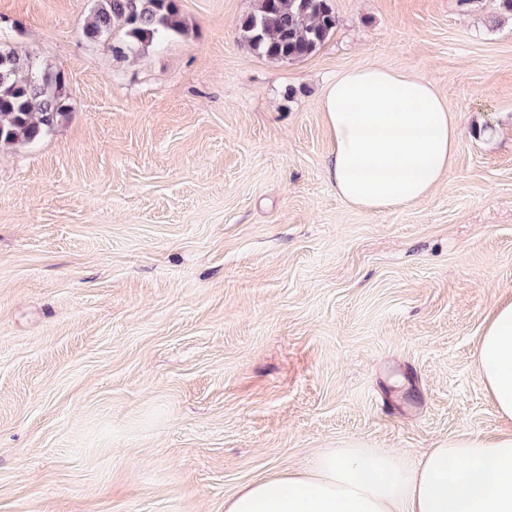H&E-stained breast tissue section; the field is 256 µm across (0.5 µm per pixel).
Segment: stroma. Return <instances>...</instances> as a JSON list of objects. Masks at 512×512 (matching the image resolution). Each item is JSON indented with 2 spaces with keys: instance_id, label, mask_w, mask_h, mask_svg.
I'll return each instance as SVG.
<instances>
[{
  "instance_id": "stroma-1",
  "label": "stroma",
  "mask_w": 512,
  "mask_h": 512,
  "mask_svg": "<svg viewBox=\"0 0 512 512\" xmlns=\"http://www.w3.org/2000/svg\"><path fill=\"white\" fill-rule=\"evenodd\" d=\"M139 55L88 0H0V42L62 69L68 117L0 145V512H224L349 442L418 460L512 428L476 367L512 297V17L497 0H333L294 63L238 37L256 0H178ZM369 63L436 81L443 183L337 196L321 94Z\"/></svg>"
}]
</instances>
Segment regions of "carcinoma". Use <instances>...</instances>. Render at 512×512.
I'll return each mask as SVG.
<instances>
[{
  "label": "carcinoma",
  "mask_w": 512,
  "mask_h": 512,
  "mask_svg": "<svg viewBox=\"0 0 512 512\" xmlns=\"http://www.w3.org/2000/svg\"><path fill=\"white\" fill-rule=\"evenodd\" d=\"M85 39L108 45L119 55L184 31L177 0H91ZM338 19L332 0H257L240 24L242 40L271 62H299L334 34ZM0 145L31 144L67 116L64 74L30 52L0 49Z\"/></svg>",
  "instance_id": "obj_1"
}]
</instances>
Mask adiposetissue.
I'll return each mask as SVG.
<instances>
[{
  "label": "adipose tissue",
  "mask_w": 512,
  "mask_h": 512,
  "mask_svg": "<svg viewBox=\"0 0 512 512\" xmlns=\"http://www.w3.org/2000/svg\"><path fill=\"white\" fill-rule=\"evenodd\" d=\"M321 110L328 177L356 208L418 204L452 166L457 116L428 78L374 64L350 69L325 86ZM477 366L498 415L512 420V300L490 311ZM224 512H512V431L451 436L416 462L349 443L247 482Z\"/></svg>",
  "instance_id": "1"
}]
</instances>
